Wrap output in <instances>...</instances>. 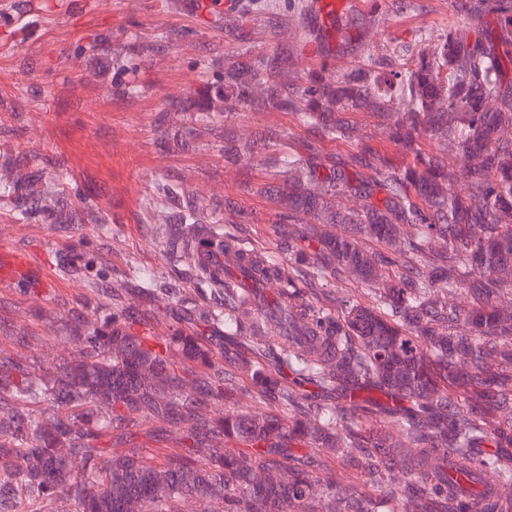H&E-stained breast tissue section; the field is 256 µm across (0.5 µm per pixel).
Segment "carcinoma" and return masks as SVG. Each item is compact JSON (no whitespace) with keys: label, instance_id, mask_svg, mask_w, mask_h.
<instances>
[{"label":"carcinoma","instance_id":"cac0c4a2","mask_svg":"<svg viewBox=\"0 0 512 512\" xmlns=\"http://www.w3.org/2000/svg\"><path fill=\"white\" fill-rule=\"evenodd\" d=\"M494 14L498 31L470 26ZM355 68L309 78L302 88L292 54L238 59L203 92L169 102L167 111L294 112L321 137L350 141V115L367 113L413 154L404 167L364 143L348 166L321 174L284 152L264 158L283 174L275 195L283 219L307 225L308 248L288 270L242 241L224 236L239 255L224 274L227 336L269 321L288 344L268 358L252 347L235 355L229 373L199 336L180 328L164 338L133 332L139 318L122 295L112 312L71 330L63 344L76 357L36 373V363L0 354V506L27 501L30 512H464L480 498L477 483L498 476V510L512 512V0H467L465 22L443 42L426 40L398 70ZM425 137L436 144L417 148ZM229 157L249 159L250 137L227 136ZM463 183L465 190L453 191ZM16 219L49 212L57 224H96L89 208L64 210L55 183L18 170L0 181ZM355 205L344 211L338 199ZM223 219L196 206L180 217L196 224ZM323 224H342L331 235ZM327 261L367 284L373 301L314 303L307 286ZM277 281L274 297L261 284ZM464 294L467 304L448 301ZM178 352L200 370L189 380ZM334 390L339 399L310 413L303 396L270 367ZM267 400L262 413L212 412L229 399L235 374ZM156 419L177 429L162 462L147 454ZM124 447L111 454L102 437ZM296 441L328 449L366 471L377 485L382 468L399 462L422 492L385 508L347 482L344 473L315 475L317 460L288 448ZM490 441L498 451L477 455Z\"/></svg>","mask_w":512,"mask_h":512}]
</instances>
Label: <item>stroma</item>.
I'll list each match as a JSON object with an SVG mask.
<instances>
[{
  "mask_svg": "<svg viewBox=\"0 0 512 512\" xmlns=\"http://www.w3.org/2000/svg\"><path fill=\"white\" fill-rule=\"evenodd\" d=\"M307 2L238 0L214 15L200 0H105L81 11L74 0H0V161L56 182L68 207L101 217L97 224L23 223L0 199V228L32 260L30 285L45 294L39 301L0 283V352L53 359L55 339L103 313L118 291L143 314L140 334L165 336L178 326L205 337L228 363L236 346L208 320L223 312V294L168 252L182 211L244 213L246 223L219 224L216 232L241 236L284 264L307 243L266 192L281 181L264 169L266 153L282 148L327 167L363 140L397 165L410 162L363 113L353 116L354 143L322 138L291 112L247 109L184 113L180 142L162 140L169 100L215 82L241 52L259 60L303 50L305 75H337L371 54L399 68L415 57L421 37L445 36L465 8V0H354L345 8L349 29L325 45L309 34L316 18ZM174 29L185 33L177 46L166 38ZM133 44L147 53H131ZM230 132L253 135V159H225ZM71 262L81 264L82 277L65 274ZM143 272L153 274L157 299L139 293Z\"/></svg>",
  "mask_w": 512,
  "mask_h": 512,
  "instance_id": "obj_1",
  "label": "stroma"
}]
</instances>
